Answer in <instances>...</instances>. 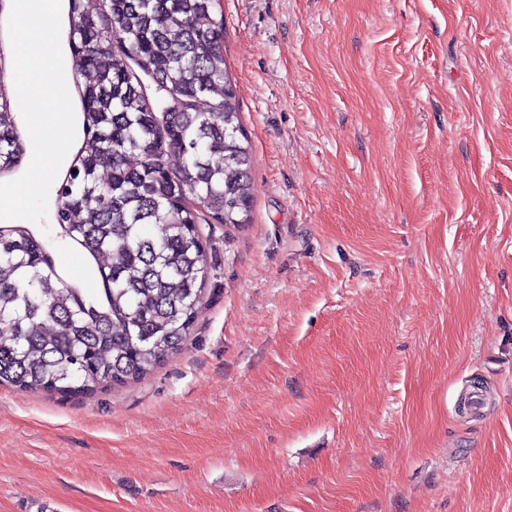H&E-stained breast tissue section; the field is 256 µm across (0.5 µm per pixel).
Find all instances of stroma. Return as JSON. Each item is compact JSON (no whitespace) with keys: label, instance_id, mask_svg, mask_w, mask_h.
I'll list each match as a JSON object with an SVG mask.
<instances>
[{"label":"stroma","instance_id":"1","mask_svg":"<svg viewBox=\"0 0 512 512\" xmlns=\"http://www.w3.org/2000/svg\"><path fill=\"white\" fill-rule=\"evenodd\" d=\"M223 6L252 222L144 379L0 386V512H512V0Z\"/></svg>","mask_w":512,"mask_h":512}]
</instances>
